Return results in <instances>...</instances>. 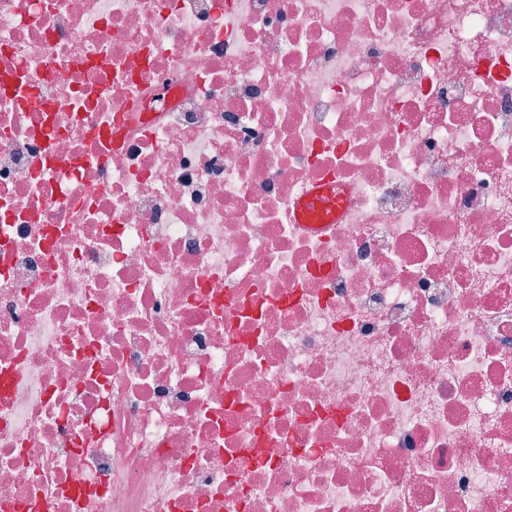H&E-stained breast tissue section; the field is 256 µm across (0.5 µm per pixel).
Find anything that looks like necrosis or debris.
Returning <instances> with one entry per match:
<instances>
[{
  "label": "necrosis or debris",
  "instance_id": "obj_1",
  "mask_svg": "<svg viewBox=\"0 0 512 512\" xmlns=\"http://www.w3.org/2000/svg\"><path fill=\"white\" fill-rule=\"evenodd\" d=\"M1 374L0 512H512V0H0ZM338 202V198L330 185H316L296 202L295 209L298 222L307 224V217L311 214H322L330 219H336L344 212Z\"/></svg>",
  "mask_w": 512,
  "mask_h": 512
}]
</instances>
